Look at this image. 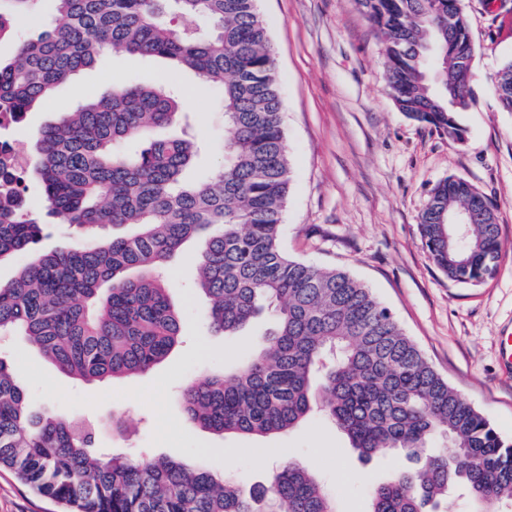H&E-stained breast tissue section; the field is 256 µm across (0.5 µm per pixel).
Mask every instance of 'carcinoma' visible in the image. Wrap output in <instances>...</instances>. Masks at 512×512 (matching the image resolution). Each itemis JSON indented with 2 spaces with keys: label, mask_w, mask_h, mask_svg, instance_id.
Wrapping results in <instances>:
<instances>
[{
  "label": "carcinoma",
  "mask_w": 512,
  "mask_h": 512,
  "mask_svg": "<svg viewBox=\"0 0 512 512\" xmlns=\"http://www.w3.org/2000/svg\"><path fill=\"white\" fill-rule=\"evenodd\" d=\"M55 2L50 28L0 60V114L19 120L107 47L165 58L220 90L224 164L208 180L188 177L199 143L156 134L183 115L178 97L158 84L115 83L109 95L63 113L43 129L25 168L0 160V263L27 256L0 284V331L22 333L86 383L144 373L180 343L162 268L197 239L214 329L233 336L266 310L276 328L231 371L183 390L191 422L221 437H271L319 413L364 461L402 451L415 458L371 489L367 512H452L454 489L471 512L512 506V444L434 370L363 281L281 249L291 167L256 0ZM357 3L381 40L398 110L463 139L459 115L473 96L461 58L448 54L470 36L463 0ZM493 85L512 112V58ZM29 180L41 184L49 213L79 230V244L39 251L44 225L27 209ZM458 211L471 218L463 238L438 224ZM114 228L126 232L109 234ZM419 229L452 282L466 284L501 259L497 208L466 180L433 189ZM95 444V426L31 410L0 357V466L67 512H338L318 474L291 459L245 494L230 473L150 455L96 459Z\"/></svg>",
  "instance_id": "cac0c4a2"
}]
</instances>
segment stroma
I'll return each instance as SVG.
<instances>
[{
    "label": "stroma",
    "mask_w": 512,
    "mask_h": 512,
    "mask_svg": "<svg viewBox=\"0 0 512 512\" xmlns=\"http://www.w3.org/2000/svg\"><path fill=\"white\" fill-rule=\"evenodd\" d=\"M268 29L279 75L291 186L282 216L283 249L317 266H335L361 279L389 309L430 364L506 440H512V366L502 363L501 337L512 336V112L503 111L488 79L512 56V0H464L477 48L474 103L461 113L464 142L441 136L395 107L385 79L378 35L357 0H256ZM55 16L53 0H37L17 16L15 40L0 41V58L16 40L34 39ZM163 83L181 98L197 134L211 144L192 171L202 179L222 164L224 123L218 91L166 60L141 63L105 50L94 65L60 84L0 137L29 146L79 99L111 92L114 81ZM469 181L498 206L503 259L498 273L476 286L448 280L422 243L418 217L440 181ZM31 214L48 226L42 251L68 245L71 227L48 216L41 187L28 182ZM197 243L186 244L166 267V288L182 315L183 342L148 373L87 385L28 347L0 334V357L13 366L33 410L99 424L98 445L205 462L231 472L247 488L267 483L272 449L317 466L340 512H365L368 489L405 466L404 455L365 462L333 426L309 418L272 438L219 437L185 416L182 390L191 380L247 356L273 327L255 319L237 335L213 331L208 302L196 285ZM123 418L126 434L112 428ZM0 467V512H60Z\"/></svg>",
    "instance_id": "stroma-1"
}]
</instances>
